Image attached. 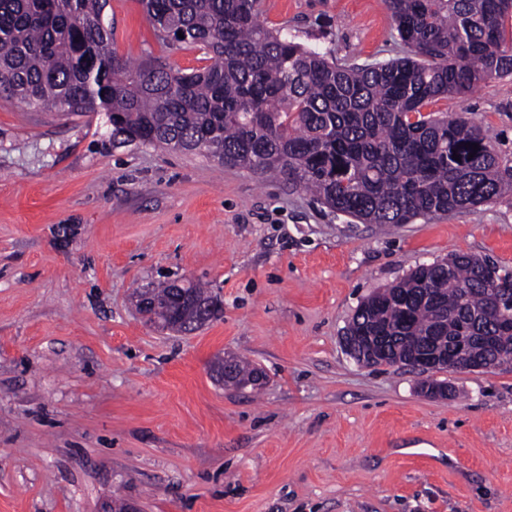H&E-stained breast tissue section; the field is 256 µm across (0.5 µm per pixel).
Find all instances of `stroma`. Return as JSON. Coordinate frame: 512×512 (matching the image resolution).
I'll list each match as a JSON object with an SVG mask.
<instances>
[{
	"label": "stroma",
	"mask_w": 512,
	"mask_h": 512,
	"mask_svg": "<svg viewBox=\"0 0 512 512\" xmlns=\"http://www.w3.org/2000/svg\"><path fill=\"white\" fill-rule=\"evenodd\" d=\"M104 15L119 56L204 67L139 0ZM259 20L340 63L408 53L385 0H261ZM430 109L512 160V77ZM459 252L512 269V197L359 224L203 151L113 143L106 113L0 98V512H512V364L424 375L341 342L364 299ZM173 279L221 318L146 324L136 289ZM222 355L263 386L217 382Z\"/></svg>",
	"instance_id": "stroma-1"
}]
</instances>
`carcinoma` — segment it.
I'll list each match as a JSON object with an SVG mask.
<instances>
[{
  "instance_id": "cac0c4a2",
  "label": "carcinoma",
  "mask_w": 512,
  "mask_h": 512,
  "mask_svg": "<svg viewBox=\"0 0 512 512\" xmlns=\"http://www.w3.org/2000/svg\"><path fill=\"white\" fill-rule=\"evenodd\" d=\"M106 2L0 0V93L53 112L102 110L114 141L203 149L362 224H410L512 195V166L479 126L423 114L512 76V0H386L409 53L365 65L262 26L259 0H141L159 40L205 51L210 64L191 73L119 56ZM493 286L512 302V270L456 253L366 298L349 326L392 337L390 365L434 336L442 350L469 336L473 358L512 361V327L484 313ZM399 288L412 297L406 309ZM184 291L192 303L167 282L151 286L162 328L188 334L220 317L206 288L190 281ZM234 371L237 388L258 369L236 359Z\"/></svg>"
}]
</instances>
